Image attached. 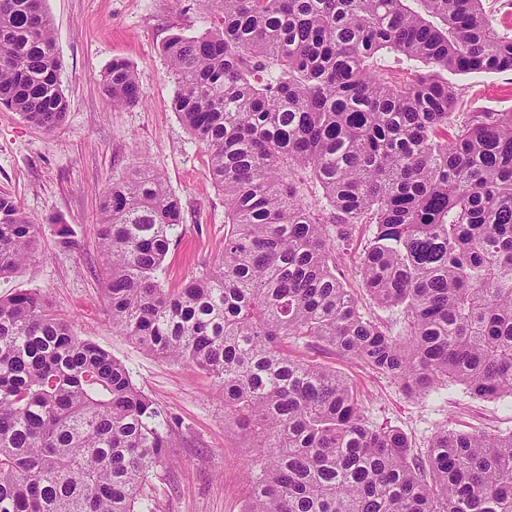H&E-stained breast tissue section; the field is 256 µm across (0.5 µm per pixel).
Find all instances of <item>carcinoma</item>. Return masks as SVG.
<instances>
[{
	"instance_id": "1",
	"label": "carcinoma",
	"mask_w": 512,
	"mask_h": 512,
	"mask_svg": "<svg viewBox=\"0 0 512 512\" xmlns=\"http://www.w3.org/2000/svg\"><path fill=\"white\" fill-rule=\"evenodd\" d=\"M214 17L163 55L173 109L224 194L219 262L167 287L181 198L147 169L100 201L112 329L207 374L254 452L244 512H512V432L437 431L423 455L365 419L348 380L288 356L322 342L425 395L512 396V110L456 115L447 73L512 71L482 0H200ZM45 0H0V105L48 132L68 111ZM436 18V25L431 19ZM383 53L423 62L403 81ZM102 83L140 102L122 58ZM372 224L359 273L404 313L392 334L336 276L335 241ZM37 228L0 191V278ZM176 422L37 291L0 297V512H141Z\"/></svg>"
}]
</instances>
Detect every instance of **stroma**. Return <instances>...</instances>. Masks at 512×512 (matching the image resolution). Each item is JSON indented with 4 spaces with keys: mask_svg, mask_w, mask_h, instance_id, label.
Here are the masks:
<instances>
[{
    "mask_svg": "<svg viewBox=\"0 0 512 512\" xmlns=\"http://www.w3.org/2000/svg\"><path fill=\"white\" fill-rule=\"evenodd\" d=\"M68 102L64 124L48 133L0 107V190L10 192L37 226L33 256L0 279V297L18 290L43 294L77 336L109 351L134 382L177 417L171 467L157 469L145 489L152 512H242L251 457L243 439L224 426V402L201 371L161 360L113 332L102 292L98 206L113 181L135 170L160 173L180 196L184 220L173 237L162 277L173 285L217 262L224 246V195L211 183L207 154L172 109L177 86L161 52L177 33L210 26L197 0H46ZM125 59L141 87L139 104L112 107L101 78L113 59ZM461 112L512 109V72L450 75ZM68 229L74 248L59 245ZM373 225H357L337 269L366 318L400 329L402 314L376 305L358 274L359 256ZM289 354L344 375L366 420L402 431L414 453L428 448L441 428L490 434L512 432V397H472L448 383L418 397L401 381L320 342L289 341Z\"/></svg>",
    "mask_w": 512,
    "mask_h": 512,
    "instance_id": "stroma-1",
    "label": "stroma"
}]
</instances>
